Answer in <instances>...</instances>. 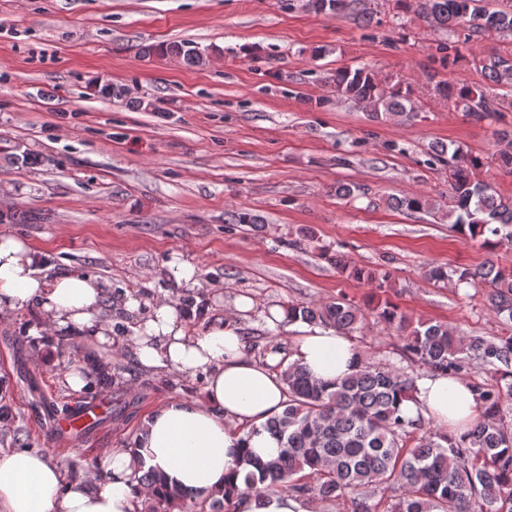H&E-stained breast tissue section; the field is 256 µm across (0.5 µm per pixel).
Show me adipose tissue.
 I'll use <instances>...</instances> for the list:
<instances>
[{
  "label": "adipose tissue",
  "instance_id": "ef3b65f1",
  "mask_svg": "<svg viewBox=\"0 0 512 512\" xmlns=\"http://www.w3.org/2000/svg\"><path fill=\"white\" fill-rule=\"evenodd\" d=\"M33 262L27 242L0 236V318L34 304L48 333L78 331L93 345L111 349L112 322L101 314L103 284L80 272L48 278L37 274ZM133 346L144 367L162 366L185 377L205 372L202 398L156 404L131 448L110 450L83 478L69 483L41 454L0 451V512H136L147 493L131 482L140 467L189 490L223 488L240 448H252L264 460L278 453L279 444L268 432L245 434L283 408L285 388L274 364L289 357L325 382L352 375L358 365L355 344L331 329H303L289 354L275 351L265 361L253 360L232 323L187 334L164 299L155 300ZM401 412L463 425L478 410L461 382L437 374L420 382L416 398L403 401Z\"/></svg>",
  "mask_w": 512,
  "mask_h": 512
}]
</instances>
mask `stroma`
I'll return each instance as SVG.
<instances>
[{"label": "stroma", "instance_id": "35a3bbf8", "mask_svg": "<svg viewBox=\"0 0 512 512\" xmlns=\"http://www.w3.org/2000/svg\"><path fill=\"white\" fill-rule=\"evenodd\" d=\"M374 8L381 22L365 29L299 0H0V235L25 240L41 274L80 271L107 283L102 313L124 345L111 353L76 333L46 335L34 305L0 322V401L11 409L0 448L86 470L126 445L154 404L201 397L203 376L142 368L130 346L161 297L204 302L202 315L182 319L192 332L235 313L258 359L298 334L273 320L274 310L341 296L363 306L377 294L413 320L467 336L512 334L481 289L427 277L434 266L474 268L490 258L512 268V239L490 255L441 214L386 204L423 193L447 206L444 172L424 163L438 142L482 156L477 180L512 197V175L497 164L507 144L428 81L447 33L394 0H374ZM183 40L206 49L205 64L140 54L145 45ZM502 48L494 36L472 39L439 77L484 84L474 61ZM360 65L384 83L411 86L416 117L369 121L322 80ZM95 80L124 87L126 98L93 95ZM140 99L160 101L161 111L135 109ZM393 142L406 154L389 151ZM26 152L33 163L17 162ZM343 183L359 186L362 197H337ZM240 207L261 223H226ZM336 253L388 271V288L379 293L338 272L329 260ZM180 264L192 268L190 280L174 276ZM132 296L134 310L126 306ZM244 296L251 308L235 312ZM351 339L365 362L427 372L375 317ZM100 360L111 363V386L66 383L67 372L89 373ZM29 377L44 402L107 401L106 419L77 439L58 435Z\"/></svg>", "mask_w": 512, "mask_h": 512}]
</instances>
